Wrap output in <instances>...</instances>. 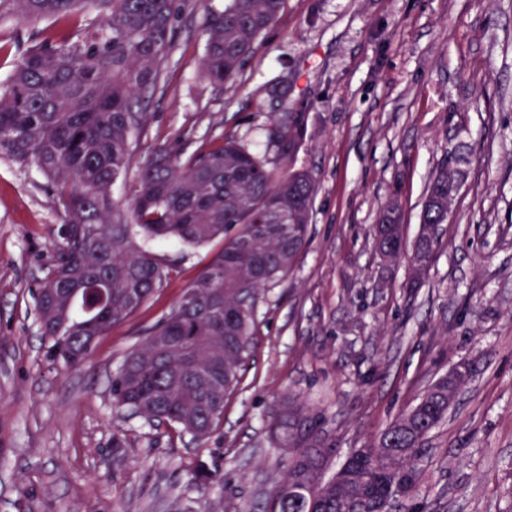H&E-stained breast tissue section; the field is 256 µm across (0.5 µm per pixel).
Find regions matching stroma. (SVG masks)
<instances>
[{"label":"stroma","mask_w":512,"mask_h":512,"mask_svg":"<svg viewBox=\"0 0 512 512\" xmlns=\"http://www.w3.org/2000/svg\"><path fill=\"white\" fill-rule=\"evenodd\" d=\"M225 0H187L172 64L147 112L125 191L153 148L223 137L278 173L315 182L309 237L259 292L256 332L223 422L206 443L128 416L112 376L177 305L217 246L149 242L170 275L100 336L84 363L48 354L34 294L55 263L60 217L33 166L0 159V512H263L290 457L269 436L289 399L318 415L337 457L366 448L455 364L473 365L425 445V512H503L512 500V0H286L235 83L202 76L204 21ZM0 19V85L23 51L57 35ZM302 116L280 159L271 122ZM469 155L420 287L411 260L375 251L371 228L398 198L414 247L429 178ZM127 448L114 450L113 435Z\"/></svg>","instance_id":"obj_1"}]
</instances>
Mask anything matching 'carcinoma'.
<instances>
[{"label": "carcinoma", "instance_id": "carcinoma-1", "mask_svg": "<svg viewBox=\"0 0 512 512\" xmlns=\"http://www.w3.org/2000/svg\"><path fill=\"white\" fill-rule=\"evenodd\" d=\"M285 0H227L206 16L202 70L214 87L234 79ZM184 0H0V17L30 25L79 18L76 28L28 49L0 87V157L34 165L63 214L57 261L36 297L50 354L80 364L95 339L162 287L165 274L144 240L222 249L151 328L112 377V400L175 437L203 443L218 430L224 403L256 329L258 290L284 275L306 243L315 185L309 174L277 175L227 138L186 154L154 148L126 187L130 216L112 200L147 133L146 105L170 64L174 21ZM270 139L288 152L302 137L299 117L272 124ZM453 154L436 168L412 260L414 288L427 274L438 227L448 222V186L461 181ZM379 254L403 255L397 200L385 207ZM448 415V382L428 387L363 454H349L332 476L336 449L313 434V420L288 406L270 427L288 449L287 477L267 512H380L402 500L407 512L421 480L430 432Z\"/></svg>", "mask_w": 512, "mask_h": 512}]
</instances>
